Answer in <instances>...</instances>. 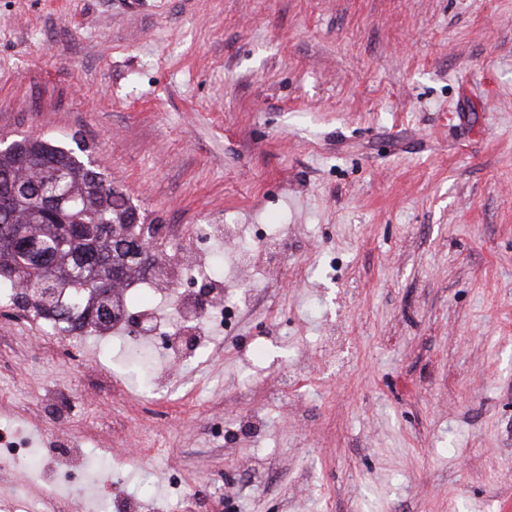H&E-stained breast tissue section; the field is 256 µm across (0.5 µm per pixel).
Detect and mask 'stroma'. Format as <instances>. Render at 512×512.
<instances>
[{
	"label": "stroma",
	"mask_w": 512,
	"mask_h": 512,
	"mask_svg": "<svg viewBox=\"0 0 512 512\" xmlns=\"http://www.w3.org/2000/svg\"><path fill=\"white\" fill-rule=\"evenodd\" d=\"M81 148L146 224H239L209 354L112 396L106 339L0 310V502L512 512V0H0V142ZM65 390L81 411L52 399Z\"/></svg>",
	"instance_id": "stroma-1"
}]
</instances>
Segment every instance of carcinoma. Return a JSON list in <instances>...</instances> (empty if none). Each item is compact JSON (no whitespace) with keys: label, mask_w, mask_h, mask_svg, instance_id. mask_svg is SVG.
Returning <instances> with one entry per match:
<instances>
[{"label":"carcinoma","mask_w":512,"mask_h":512,"mask_svg":"<svg viewBox=\"0 0 512 512\" xmlns=\"http://www.w3.org/2000/svg\"><path fill=\"white\" fill-rule=\"evenodd\" d=\"M2 180L23 186L36 182L43 195H62L68 201L57 216L49 217L38 196L0 194V235L11 233L36 242L44 253L42 262L25 266L16 249L0 244V283L27 280L35 306L61 319L67 316L59 306L62 293L71 294L77 303L87 297L79 319L92 332L122 315L118 293L99 292L97 280L111 271L127 281L138 269L154 265L149 251L130 259L112 249L113 240L128 231L133 206L74 150L42 137L15 140L13 148L0 149ZM67 224H84L86 228L81 235L69 236Z\"/></svg>","instance_id":"carcinoma-1"}]
</instances>
